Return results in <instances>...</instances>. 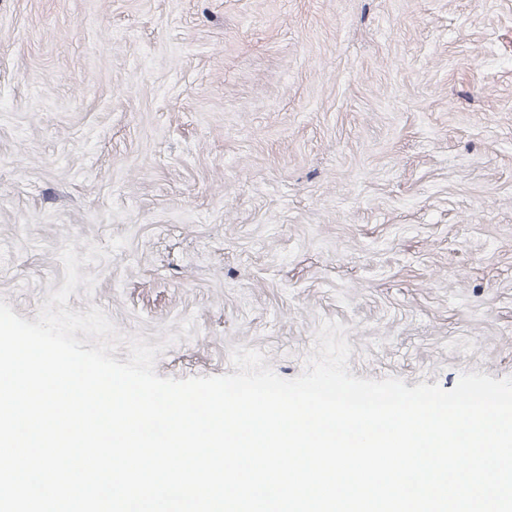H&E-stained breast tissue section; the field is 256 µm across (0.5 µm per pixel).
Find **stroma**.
Segmentation results:
<instances>
[{"label": "stroma", "mask_w": 512, "mask_h": 512, "mask_svg": "<svg viewBox=\"0 0 512 512\" xmlns=\"http://www.w3.org/2000/svg\"><path fill=\"white\" fill-rule=\"evenodd\" d=\"M90 245L159 377H512V0H0V298Z\"/></svg>", "instance_id": "35a3bbf8"}]
</instances>
